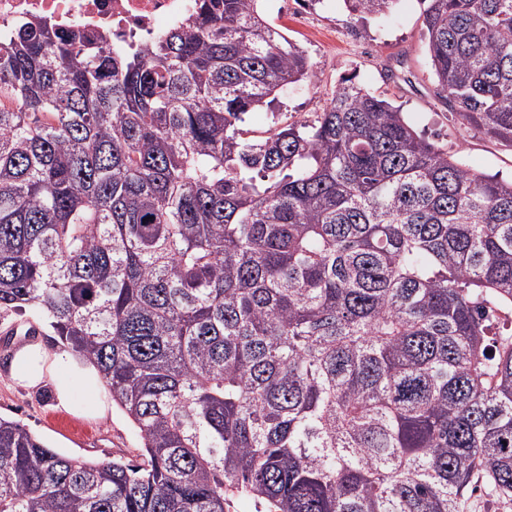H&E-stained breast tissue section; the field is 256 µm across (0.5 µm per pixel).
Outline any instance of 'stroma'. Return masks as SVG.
<instances>
[{
  "label": "stroma",
  "mask_w": 512,
  "mask_h": 512,
  "mask_svg": "<svg viewBox=\"0 0 512 512\" xmlns=\"http://www.w3.org/2000/svg\"><path fill=\"white\" fill-rule=\"evenodd\" d=\"M274 27L305 51L312 81L281 93L271 106L245 117L252 136L272 125L314 120L344 77L400 106L417 131L447 146L469 167L512 179V147L463 124L434 96L422 15L428 0H395L382 16L361 17L345 0H260ZM12 359L0 347V417L18 420L48 446L95 461L136 458L141 439L105 389L79 390L81 410L59 405L54 385L70 378L66 363L34 387L10 375Z\"/></svg>",
  "instance_id": "obj_1"
}]
</instances>
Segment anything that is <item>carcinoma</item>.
I'll list each match as a JSON object with an SVG mask.
<instances>
[{
  "instance_id": "carcinoma-1",
  "label": "carcinoma",
  "mask_w": 512,
  "mask_h": 512,
  "mask_svg": "<svg viewBox=\"0 0 512 512\" xmlns=\"http://www.w3.org/2000/svg\"><path fill=\"white\" fill-rule=\"evenodd\" d=\"M377 16L394 0H348ZM435 95L512 145V0H429ZM258 0L141 50L42 19L0 42V315L99 372L139 461L0 417V512H469L512 501V181L343 78ZM30 325L36 326L43 334L44 328L42 321L31 311H27L24 314L9 313L8 316H2V318H0V338H3L6 331L12 329L15 331L17 330V336H15V339L24 338L23 333ZM472 512H512V504H500L487 496L484 489L478 488L470 498Z\"/></svg>"
}]
</instances>
